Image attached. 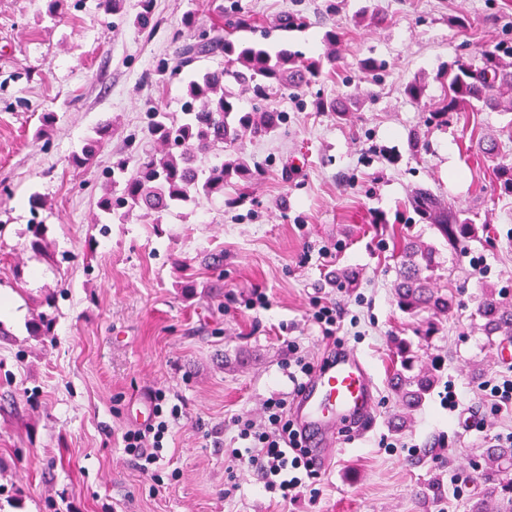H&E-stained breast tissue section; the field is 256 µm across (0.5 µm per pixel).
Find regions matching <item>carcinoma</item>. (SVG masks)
Masks as SVG:
<instances>
[{"label":"carcinoma","mask_w":512,"mask_h":512,"mask_svg":"<svg viewBox=\"0 0 512 512\" xmlns=\"http://www.w3.org/2000/svg\"><path fill=\"white\" fill-rule=\"evenodd\" d=\"M257 20L233 10H216L214 34L179 42L176 64L169 75L175 77L209 55L221 54L225 64L192 75L186 85L185 101L179 118L157 108L149 113L148 131L161 143L159 150H134L129 157L112 165V189L96 202V223L110 219L124 221L135 211L162 223L173 210L197 203L202 198L225 197L228 206L243 205L249 199L247 184L253 172L244 155V141H263L280 132L286 121L283 112L269 108L267 101L277 91L301 90L323 76L327 60L308 58L284 46L271 51L265 45L243 36L254 31ZM512 46H499L480 55V62L459 57L448 65V85L444 96L431 106L432 122L448 121V113L459 112L466 105L480 103L498 112H512ZM252 94L249 110L242 106V92ZM106 125L95 129L80 152L73 156L86 163L110 137ZM496 188L512 195V164L501 163L495 172ZM412 202L416 211L433 224L448 247L456 249L479 234L471 220L448 207L430 190L419 188ZM436 248L420 239H410L397 248L394 299L398 309L410 316L428 314L424 336L436 330L433 318L446 316L456 300L446 288L437 287L439 261ZM477 314L484 334L512 341V305L490 287L479 303ZM393 356L399 363L391 378L401 409L408 415L417 410L431 391L436 373L421 369L414 372L412 344L397 338ZM488 471L484 475L483 497L471 506V512H512V482L502 473L512 467V446L484 451Z\"/></svg>","instance_id":"carcinoma-1"}]
</instances>
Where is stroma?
<instances>
[{"instance_id": "1", "label": "stroma", "mask_w": 512, "mask_h": 512, "mask_svg": "<svg viewBox=\"0 0 512 512\" xmlns=\"http://www.w3.org/2000/svg\"><path fill=\"white\" fill-rule=\"evenodd\" d=\"M255 16L257 40L315 57L323 38L343 34L336 68L322 81L272 96L286 113L281 134L247 144L261 172L251 199L229 208L201 201L161 224L133 213L96 224L104 173L146 144L147 114L179 115L187 74L162 76L174 62L176 32L213 23L212 0H152L153 31L134 19L142 0L104 15L99 0H0V512H469L481 499L485 448L512 437V414L495 413L480 384L508 371L499 338L476 314L484 285L512 303V196L493 183L496 162L512 163V142L484 157L490 135L512 112L475 108L427 123V107L404 93L425 84L443 92L442 64L512 42V0H223ZM388 21L370 26L363 11ZM306 27L277 30L285 14ZM382 61L379 79L359 62ZM352 98L348 120L319 111V99ZM111 138L92 161L74 151L101 122ZM428 147L413 154L412 130ZM468 213L479 239L451 250L411 205L417 188ZM46 226L48 255L30 248L29 226ZM434 244L446 272L440 287L459 307L424 340V316L402 313L393 297L394 250L407 238ZM335 251L323 258L321 247ZM355 265L356 292L336 285V268ZM56 293L51 335L34 336L36 304ZM267 307H249L255 293ZM343 316L339 336L369 362L377 384L374 425L337 452L311 491L283 503L232 462L242 447L234 421L259 418L263 402L292 392L289 342L319 363L327 341L315 304ZM413 341L420 366L440 363L439 383L413 421L395 430L390 391L392 339ZM454 385L459 407L441 404ZM165 392L182 409L168 438L161 481L142 473L122 447L135 428L139 397ZM441 477V497L422 490Z\"/></svg>"}]
</instances>
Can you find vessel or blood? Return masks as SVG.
<instances>
[{
    "mask_svg": "<svg viewBox=\"0 0 512 512\" xmlns=\"http://www.w3.org/2000/svg\"><path fill=\"white\" fill-rule=\"evenodd\" d=\"M374 398L373 371L362 354L327 347L294 401V418L312 470H323L343 446L337 423H351L362 434L370 430Z\"/></svg>",
    "mask_w": 512,
    "mask_h": 512,
    "instance_id": "1",
    "label": "vessel or blood"
}]
</instances>
